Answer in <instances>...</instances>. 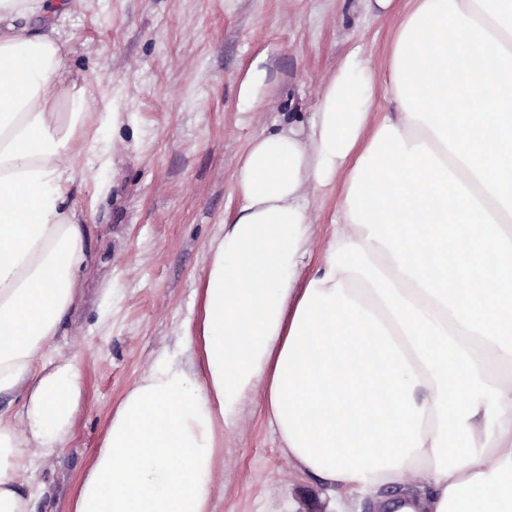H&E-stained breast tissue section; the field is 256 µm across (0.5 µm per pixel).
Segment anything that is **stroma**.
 Here are the masks:
<instances>
[{"instance_id":"35a3bbf8","label":"stroma","mask_w":512,"mask_h":512,"mask_svg":"<svg viewBox=\"0 0 512 512\" xmlns=\"http://www.w3.org/2000/svg\"><path fill=\"white\" fill-rule=\"evenodd\" d=\"M68 40L62 77L84 84L108 162L76 163L71 204L89 217L78 302L53 342L75 361L80 395L64 448L34 461L37 512H70L113 406L161 357L197 362L198 288L211 243L236 210L237 162L250 141L308 122L349 46L383 58L394 20L362 0H76L56 17ZM267 78L244 104L257 57ZM262 391L224 434L210 512H301L327 500L301 479L261 412Z\"/></svg>"}]
</instances>
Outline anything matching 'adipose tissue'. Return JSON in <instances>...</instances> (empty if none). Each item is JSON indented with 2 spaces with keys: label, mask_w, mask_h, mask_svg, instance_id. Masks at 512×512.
<instances>
[{
  "label": "adipose tissue",
  "mask_w": 512,
  "mask_h": 512,
  "mask_svg": "<svg viewBox=\"0 0 512 512\" xmlns=\"http://www.w3.org/2000/svg\"><path fill=\"white\" fill-rule=\"evenodd\" d=\"M59 0H0V512H35L20 482L63 447L79 370L51 344L77 303L87 216L74 163H105L64 83L67 42L29 19ZM396 20L376 60L355 46L308 126L252 139L238 210L212 244L198 365L157 362L112 412L72 512H209L225 431L256 387L299 472L331 495L395 498L383 512H498L512 502V355L467 330L397 269L340 202L313 259L308 193L352 183L383 126L426 144L512 237V0H369ZM389 106L370 110L375 77ZM70 113L59 110L61 102Z\"/></svg>",
  "instance_id": "adipose-tissue-1"
}]
</instances>
